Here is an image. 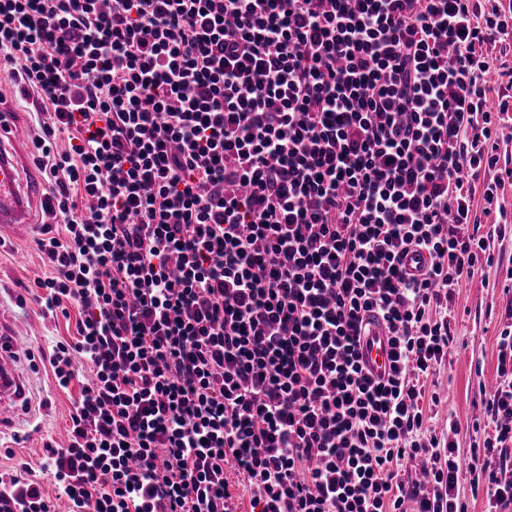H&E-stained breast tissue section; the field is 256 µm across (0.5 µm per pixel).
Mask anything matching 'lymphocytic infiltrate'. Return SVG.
I'll return each instance as SVG.
<instances>
[{"instance_id":"f902f5d3","label":"lymphocytic infiltrate","mask_w":512,"mask_h":512,"mask_svg":"<svg viewBox=\"0 0 512 512\" xmlns=\"http://www.w3.org/2000/svg\"><path fill=\"white\" fill-rule=\"evenodd\" d=\"M511 38L482 0H0L60 226L31 295L75 320L49 358L79 386L68 441L40 463L68 512H466L424 383L445 302L492 260L512 98L482 48ZM505 316L470 465L494 512H512ZM371 318L383 379L360 359ZM0 512L57 510L0 468ZM363 336L361 353L366 371L375 379L386 377L390 366V347L383 325L378 321L371 322Z\"/></svg>"}]
</instances>
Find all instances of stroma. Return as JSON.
<instances>
[{
  "instance_id": "stroma-1",
  "label": "stroma",
  "mask_w": 512,
  "mask_h": 512,
  "mask_svg": "<svg viewBox=\"0 0 512 512\" xmlns=\"http://www.w3.org/2000/svg\"><path fill=\"white\" fill-rule=\"evenodd\" d=\"M0 110L14 113L15 138L32 141L38 128L31 102L16 98L6 74L0 73ZM492 265L482 275L464 281L448 304L453 341L448 361L425 383L426 393H437L439 403H425L427 425L447 434L462 460H470L481 444L490 418L478 391L493 388L497 381L499 334L505 326V311L512 306V292H505L508 270L512 269V223L504 235L490 242ZM50 268L34 237L8 240L0 244V311L12 322L18 335L30 344L20 353V364L33 389L32 405L20 411L14 432L0 440V466L38 467L45 443H67L69 413L79 394L78 385L63 391L55 387L49 371V350L54 340L68 337L65 320L43 317L34 300L18 303L26 286L48 275Z\"/></svg>"
}]
</instances>
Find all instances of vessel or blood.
Listing matches in <instances>:
<instances>
[{
    "instance_id": "b4317fda",
    "label": "vessel or blood",
    "mask_w": 512,
    "mask_h": 512,
    "mask_svg": "<svg viewBox=\"0 0 512 512\" xmlns=\"http://www.w3.org/2000/svg\"><path fill=\"white\" fill-rule=\"evenodd\" d=\"M8 113H0V240L26 234L33 223L35 204L43 183L28 163V146L10 138ZM22 342L0 314V423L19 412L27 401L28 386L18 366ZM390 347L380 322H371L361 341L363 365L373 378L389 372Z\"/></svg>"
}]
</instances>
